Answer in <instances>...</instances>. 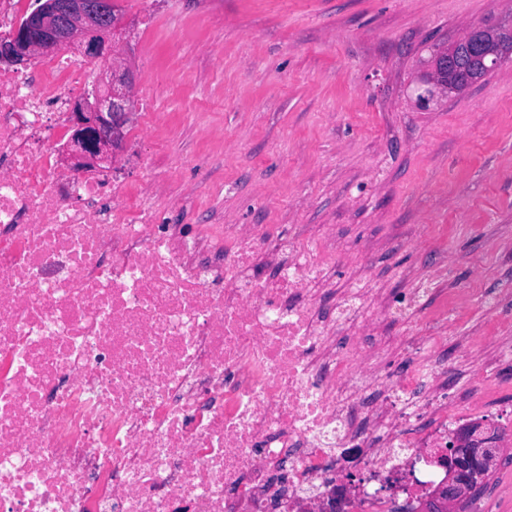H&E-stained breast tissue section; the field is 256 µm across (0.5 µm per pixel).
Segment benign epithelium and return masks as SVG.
Segmentation results:
<instances>
[{"label": "benign epithelium", "instance_id": "benign-epithelium-1", "mask_svg": "<svg viewBox=\"0 0 512 512\" xmlns=\"http://www.w3.org/2000/svg\"><path fill=\"white\" fill-rule=\"evenodd\" d=\"M118 23L97 9L93 0H39L23 24L0 38V64L24 66L37 54L51 55L76 45L87 59L112 61V82L106 91L95 87L76 102L70 115L71 143L75 166H91L103 160L116 146L122 127L133 112L134 75L116 57ZM509 44L512 29L495 31L478 28L465 40L445 51L429 88L419 95L428 100L434 90L457 92L480 80L478 72L499 65L504 57L489 58L483 51L488 42ZM498 438L481 437L473 429H461L448 441V452L439 459L446 478L433 491L429 503L438 512H456L457 505L478 491L498 465L501 448Z\"/></svg>", "mask_w": 512, "mask_h": 512}]
</instances>
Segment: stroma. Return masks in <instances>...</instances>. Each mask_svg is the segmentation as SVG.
Segmentation results:
<instances>
[{"label":"stroma","mask_w":512,"mask_h":512,"mask_svg":"<svg viewBox=\"0 0 512 512\" xmlns=\"http://www.w3.org/2000/svg\"><path fill=\"white\" fill-rule=\"evenodd\" d=\"M117 4L138 105L124 129L144 134L116 164L159 178L164 223L330 227L369 253L385 301L447 262L414 310L447 325L435 351L456 361L448 398L498 427L512 411V59L464 91L418 96L437 50L512 27V0ZM473 288L499 305L474 304ZM466 512H512V446Z\"/></svg>","instance_id":"1"}]
</instances>
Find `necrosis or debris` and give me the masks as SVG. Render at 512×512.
<instances>
[{"mask_svg":"<svg viewBox=\"0 0 512 512\" xmlns=\"http://www.w3.org/2000/svg\"><path fill=\"white\" fill-rule=\"evenodd\" d=\"M55 56L0 68V512H390L431 494L471 421L416 361L383 372L391 309L367 262L337 289L329 232L228 224L232 249L161 223L116 171H59L85 80ZM273 276L250 270L257 259Z\"/></svg>","mask_w":512,"mask_h":512,"instance_id":"necrosis-or-debris-1","label":"necrosis or debris"}]
</instances>
